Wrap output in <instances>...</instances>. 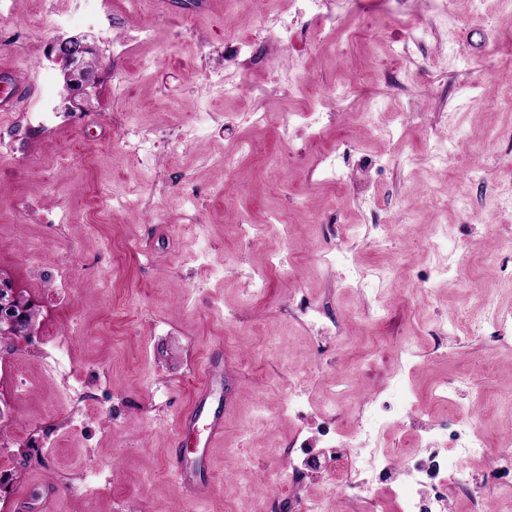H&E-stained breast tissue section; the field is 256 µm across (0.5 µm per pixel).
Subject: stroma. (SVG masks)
<instances>
[{
	"label": "stroma",
	"instance_id": "35a3bbf8",
	"mask_svg": "<svg viewBox=\"0 0 512 512\" xmlns=\"http://www.w3.org/2000/svg\"><path fill=\"white\" fill-rule=\"evenodd\" d=\"M105 2L103 31L74 15V0H13L0 16V66L35 88L19 116L0 114V276L39 309L32 342L0 357L23 378L0 379L5 512H257L265 498L289 512L286 496L307 507L320 485L329 512H362L328 481L335 461L319 424L331 416L352 434L368 401L403 393L439 421L435 390L462 373L473 381L465 411L497 444L512 428V351L466 330L478 312L471 289L512 312L491 233L512 226L499 201L512 184V0H326L319 18L301 0ZM283 22L287 48L244 66L239 41L265 40ZM72 35L101 57L75 104L45 58ZM218 74L246 92L225 96ZM51 90L57 122L21 120ZM204 104L240 120L199 127ZM302 110L316 126L288 123ZM346 138L358 149L345 185L312 173L315 151ZM141 142L154 151L147 166L134 161ZM437 146L455 156L446 168L428 161ZM116 187L125 207L112 205ZM245 224L263 225L262 237L245 240ZM344 224H377L395 241H346ZM438 224L469 244L462 269L439 277ZM330 249L392 270L380 317L370 293L323 263ZM63 265L71 280L59 293L50 283ZM298 292L325 306L336 335L289 315ZM442 319L450 335L435 357ZM409 339L425 355L405 365L397 353ZM56 356L64 375L46 368ZM300 383L301 417L288 396ZM204 392L224 432L206 459L208 489L190 500L171 461L180 418ZM304 463V486L283 485ZM44 486L57 493L36 503Z\"/></svg>",
	"mask_w": 512,
	"mask_h": 512
}]
</instances>
